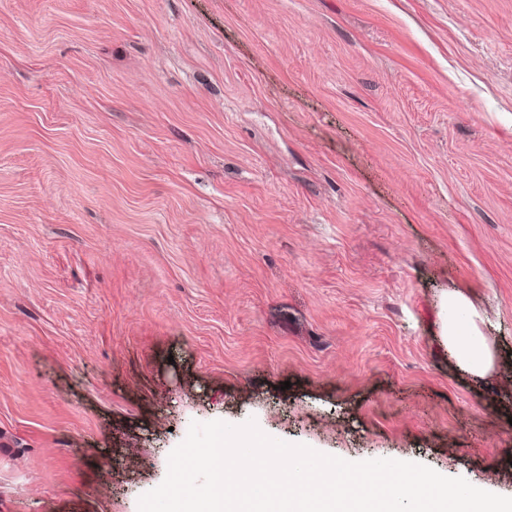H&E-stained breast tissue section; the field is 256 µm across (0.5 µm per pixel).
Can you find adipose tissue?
<instances>
[{
	"label": "adipose tissue",
	"mask_w": 512,
	"mask_h": 512,
	"mask_svg": "<svg viewBox=\"0 0 512 512\" xmlns=\"http://www.w3.org/2000/svg\"><path fill=\"white\" fill-rule=\"evenodd\" d=\"M440 336L452 357L472 376L481 378L492 370L494 352L463 295L454 293L443 301Z\"/></svg>",
	"instance_id": "adipose-tissue-1"
}]
</instances>
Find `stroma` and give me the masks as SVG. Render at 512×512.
Masks as SVG:
<instances>
[{"label":"stroma","instance_id":"35a3bbf8","mask_svg":"<svg viewBox=\"0 0 512 512\" xmlns=\"http://www.w3.org/2000/svg\"><path fill=\"white\" fill-rule=\"evenodd\" d=\"M249 419L512 494V0H0V512ZM440 336L452 357L472 376L482 378L492 370L494 351L463 295L454 293L443 301Z\"/></svg>","mask_w":512,"mask_h":512}]
</instances>
